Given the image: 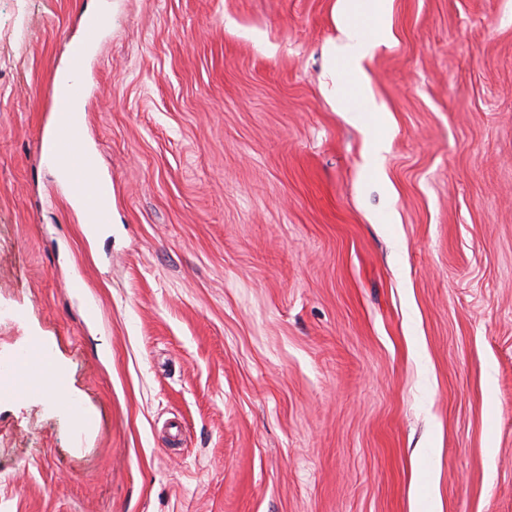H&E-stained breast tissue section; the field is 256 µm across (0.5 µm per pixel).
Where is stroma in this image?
I'll use <instances>...</instances> for the list:
<instances>
[{
	"instance_id": "1",
	"label": "stroma",
	"mask_w": 512,
	"mask_h": 512,
	"mask_svg": "<svg viewBox=\"0 0 512 512\" xmlns=\"http://www.w3.org/2000/svg\"><path fill=\"white\" fill-rule=\"evenodd\" d=\"M339 14L0 0V366L51 351L0 394V512H512V0H389L377 177ZM86 37L95 233L40 151Z\"/></svg>"
}]
</instances>
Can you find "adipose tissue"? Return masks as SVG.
<instances>
[{
    "instance_id": "obj_1",
    "label": "adipose tissue",
    "mask_w": 512,
    "mask_h": 512,
    "mask_svg": "<svg viewBox=\"0 0 512 512\" xmlns=\"http://www.w3.org/2000/svg\"><path fill=\"white\" fill-rule=\"evenodd\" d=\"M339 35L325 46L331 68L339 70L343 83L336 94L342 111L352 113L371 136V158L379 160L386 140L378 133L382 108L372 98L363 67L365 58L381 45L380 20L386 0H342Z\"/></svg>"
}]
</instances>
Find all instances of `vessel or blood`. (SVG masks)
I'll return each instance as SVG.
<instances>
[{
  "instance_id": "b4317fda",
  "label": "vessel or blood",
  "mask_w": 512,
  "mask_h": 512,
  "mask_svg": "<svg viewBox=\"0 0 512 512\" xmlns=\"http://www.w3.org/2000/svg\"><path fill=\"white\" fill-rule=\"evenodd\" d=\"M79 79L57 78L53 83V94L58 109L55 136L67 140L81 132L79 122L74 121L71 112L72 103L80 96ZM54 161L64 174L66 183L73 197L85 210L93 224L108 223L112 205V195L101 176L96 156L86 153L78 160H70L62 153H55Z\"/></svg>"
}]
</instances>
